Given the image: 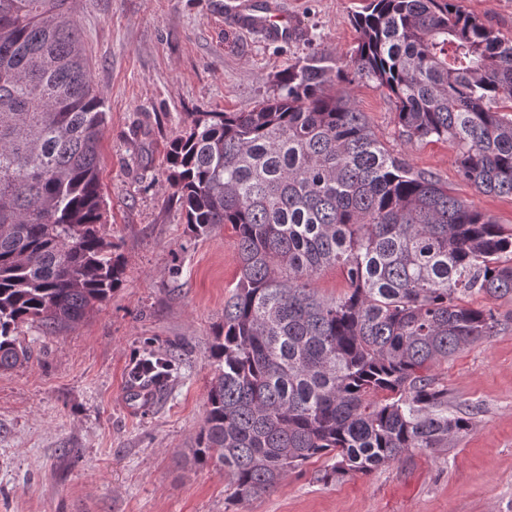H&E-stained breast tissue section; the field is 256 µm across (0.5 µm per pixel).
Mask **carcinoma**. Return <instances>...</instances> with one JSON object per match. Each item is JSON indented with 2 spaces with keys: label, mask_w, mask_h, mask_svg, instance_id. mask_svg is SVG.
<instances>
[{
  "label": "carcinoma",
  "mask_w": 512,
  "mask_h": 512,
  "mask_svg": "<svg viewBox=\"0 0 512 512\" xmlns=\"http://www.w3.org/2000/svg\"><path fill=\"white\" fill-rule=\"evenodd\" d=\"M463 0H369L347 67L395 99L407 140L454 148L480 192L512 196V40ZM314 53L281 93L240 112H199L169 145V185L187 224H229L239 277L210 348L216 367L189 462L231 476L233 496L274 490L313 458L320 480L367 475L411 449L446 450L473 427L448 411L434 363L496 335L512 299V229L378 140ZM106 121L68 0H0V370L23 364L16 332L80 321L119 287L101 232ZM341 271L348 291L312 282ZM149 354L133 382L159 385ZM313 286L317 289L318 294L326 299L336 298L347 290L344 278L336 268L322 271L315 279Z\"/></svg>",
  "instance_id": "cac0c4a2"
}]
</instances>
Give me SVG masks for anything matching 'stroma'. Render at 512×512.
Masks as SVG:
<instances>
[{
	"mask_svg": "<svg viewBox=\"0 0 512 512\" xmlns=\"http://www.w3.org/2000/svg\"><path fill=\"white\" fill-rule=\"evenodd\" d=\"M243 0H72L106 112L103 232L124 259L122 285L78 323L20 328L27 362L0 371V512H512V300L496 336L431 372L476 426L448 451L415 449L371 474L323 483L310 461L270 493L233 499L217 466L182 454L205 418L209 358L239 275L230 226L195 235L172 188L166 151L193 112H238L277 96L279 74L319 52L346 65L364 0H272L296 29L284 41L233 23ZM512 39V0H463ZM378 140L457 198L512 227V196L486 195L433 138L405 141L396 103L369 78L341 82ZM176 357L167 382L136 398L130 369L145 347Z\"/></svg>",
	"mask_w": 512,
	"mask_h": 512,
	"instance_id": "stroma-1",
	"label": "stroma"
}]
</instances>
